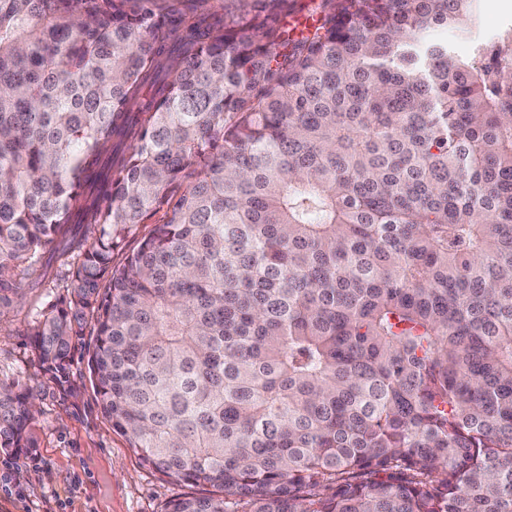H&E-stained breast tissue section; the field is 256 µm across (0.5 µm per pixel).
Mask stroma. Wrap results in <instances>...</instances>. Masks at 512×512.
<instances>
[{
	"instance_id": "obj_1",
	"label": "stroma",
	"mask_w": 512,
	"mask_h": 512,
	"mask_svg": "<svg viewBox=\"0 0 512 512\" xmlns=\"http://www.w3.org/2000/svg\"><path fill=\"white\" fill-rule=\"evenodd\" d=\"M45 294L20 284L0 316V382L35 388L39 442L32 456L0 453V512H162L167 501L194 494L142 466L103 416L87 373L92 336L73 342V390L47 380L27 334Z\"/></svg>"
}]
</instances>
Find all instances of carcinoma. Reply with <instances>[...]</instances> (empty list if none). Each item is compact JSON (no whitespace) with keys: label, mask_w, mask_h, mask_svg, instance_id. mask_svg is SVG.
<instances>
[{"label":"carcinoma","mask_w":512,"mask_h":512,"mask_svg":"<svg viewBox=\"0 0 512 512\" xmlns=\"http://www.w3.org/2000/svg\"><path fill=\"white\" fill-rule=\"evenodd\" d=\"M294 2L0 0V315L63 258L38 362L94 320L112 429L205 489L163 512H512V27ZM35 399L0 383L1 451ZM296 12L289 16L293 20V24L302 31H306V27H310L315 23L317 14L314 11L315 7L320 5V0H296ZM289 17L286 19V26L288 27ZM164 219V210L159 211L153 217H151L147 224H138L129 233L125 241L119 246L113 253L114 264L119 265L124 261L128 252L136 245L142 236L148 233L151 228V224L160 223Z\"/></svg>","instance_id":"carcinoma-1"}]
</instances>
